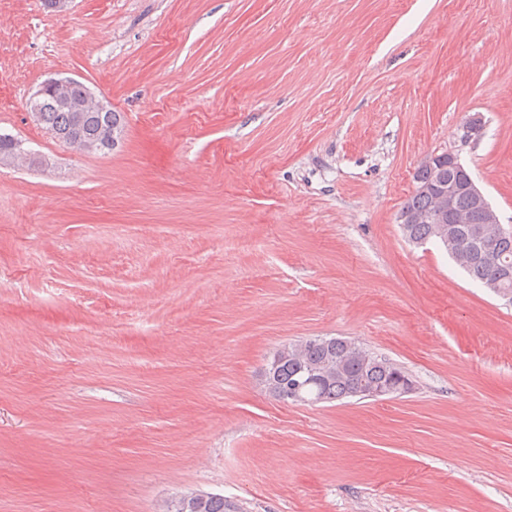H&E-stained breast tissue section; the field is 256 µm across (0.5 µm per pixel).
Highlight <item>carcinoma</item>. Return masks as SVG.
Instances as JSON below:
<instances>
[{
	"mask_svg": "<svg viewBox=\"0 0 512 512\" xmlns=\"http://www.w3.org/2000/svg\"><path fill=\"white\" fill-rule=\"evenodd\" d=\"M31 116L54 139L64 144H77L89 154L112 151V134L123 135L125 127V118L118 111L98 112L89 108L84 112H65L52 99L42 101L40 111ZM12 160H21L33 167L43 165L42 158L21 157L11 142L0 138V164ZM471 229L469 224L454 225L456 244L445 246L450 256L470 244ZM402 232L408 241L422 244L435 237L436 226L409 224ZM463 270L481 284L495 279L494 269L482 260L469 262ZM295 347L296 344L288 343L275 350L279 358L270 378L263 380L266 391L274 399L277 393L287 395L297 385L303 388L302 398L312 403L354 398L365 386L386 384L391 372L401 370L390 361L383 363L372 358L360 362L344 344L328 342L323 336L305 339L304 348L299 353ZM159 512H228V508L224 496L197 490L167 497Z\"/></svg>",
	"mask_w": 512,
	"mask_h": 512,
	"instance_id": "1",
	"label": "carcinoma"
}]
</instances>
